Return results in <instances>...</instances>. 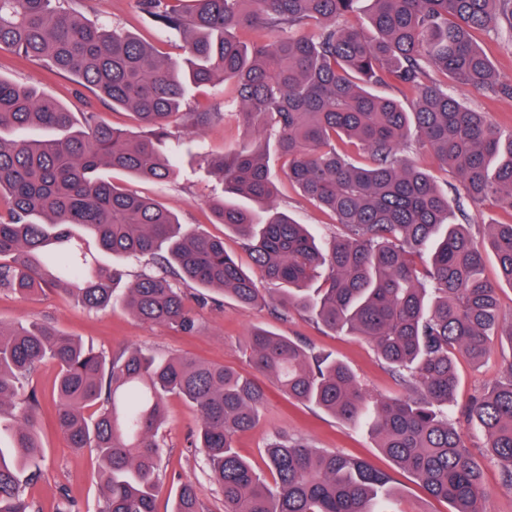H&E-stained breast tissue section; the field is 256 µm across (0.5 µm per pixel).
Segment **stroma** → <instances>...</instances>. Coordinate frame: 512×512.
Listing matches in <instances>:
<instances>
[{"instance_id":"35a3bbf8","label":"stroma","mask_w":512,"mask_h":512,"mask_svg":"<svg viewBox=\"0 0 512 512\" xmlns=\"http://www.w3.org/2000/svg\"><path fill=\"white\" fill-rule=\"evenodd\" d=\"M82 12L88 20L101 19L119 25L152 42L162 51L178 54L182 37L162 32L143 16L136 0H85ZM0 75L23 80L64 104L74 112L95 111L98 117L129 134L140 128L128 111L112 109L92 94L78 96L75 83L66 76H47L43 67L33 62H19L10 52L0 50ZM209 151L221 154L243 146L250 139L249 130L235 111H227L222 122L200 131ZM184 176L175 182L144 181L122 172L111 178L131 191L149 196L176 213L189 229L223 237L225 250L235 256L245 270L253 265L242 247L241 239L223 225L212 223L208 202L220 195L221 188L198 172L197 162H185ZM271 174L279 184L277 204L298 223L308 225L321 242H328L334 226L331 218L303 198L289 184L279 163H272ZM196 328L185 333L166 326H150L129 314L122 306L107 310H87L74 304L66 295L45 290L32 300L0 292V322L9 324L25 320L47 321L63 333L73 336L96 351L112 353L126 346H137L159 355L186 354L199 360L221 364L249 375L253 369L246 350L247 334L260 325L277 333L302 341L313 352L328 354L348 364L367 394L373 398H396L405 392L403 385L377 357L372 346L355 337L317 326L306 315H293L281 320L270 308L245 309L228 297L213 295L207 305L195 306ZM512 356V344L494 341L491 353L481 366H473L465 357L456 361L459 388L452 409L455 421L463 423L468 442L482 470L486 496L484 512H512V489L502 483L501 468L484 446V432L476 423L467 422L465 411L470 400L485 386L497 380L503 362ZM56 368L40 365L30 377L29 385L41 398L44 414L41 440L44 447L42 474L37 483L27 486L25 494L40 512H54L62 495H69L76 512H98L100 483L98 462L91 449L70 448L56 429L51 415ZM267 399L259 424L240 436L236 442L239 455L246 458L262 475H269L265 444L273 432L306 439L314 447L360 457L391 477L390 495L383 500V512H451L447 501L426 494L409 472L397 467L378 448L367 426L345 422L323 410L288 399L274 387H267ZM168 421L160 433L162 448V480L156 497L157 512H171L175 496L182 484L196 485L210 512H217L222 496L205 472L203 454L192 447L190 432L197 416L194 408L178 396L167 400Z\"/></svg>"}]
</instances>
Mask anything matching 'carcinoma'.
<instances>
[{"label":"carcinoma","instance_id":"carcinoma-1","mask_svg":"<svg viewBox=\"0 0 512 512\" xmlns=\"http://www.w3.org/2000/svg\"><path fill=\"white\" fill-rule=\"evenodd\" d=\"M73 0H0V48L71 75L98 100L123 108L144 131L131 136L75 113L32 84L0 75V291L30 298L59 287L89 310L120 304L140 321L195 329L184 289L229 297L243 308L263 289L224 240L188 230L161 204L101 175L140 179L180 174L168 147L171 119L197 128L224 119L231 103L254 140L200 158L224 185L211 204L217 223L242 238L253 265L282 286L271 302L286 319L370 343L406 386L373 400L344 363L264 327L248 332L253 369L288 398L352 424L452 512H482L480 469L461 425L448 419L457 354L481 363L495 338L512 344V310L484 277V247L512 286V223L467 225L469 203L512 209V132L449 93L469 86L512 98L475 40L512 34V0H370L366 24L348 17L360 0H136L161 31L182 36L171 57L108 23L86 20ZM201 88L223 103L192 101ZM400 96L393 95V92ZM39 126L45 138H6ZM431 156L459 181L448 200L408 149ZM328 214L329 248L275 205L269 160ZM266 205L267 217L234 201ZM145 260L122 294L121 273L98 254ZM58 367L55 414L70 447L99 461V512H156L159 430L165 397L178 394L198 416L194 447L222 492L224 512H379L390 477L370 463L277 433L266 448L273 482L235 451L254 428L265 391L254 378L184 356L125 347L107 356L48 322L0 323V512H33L25 495L39 478L41 402L24 383L45 361ZM486 447L512 487V361L469 404ZM198 488L183 485L171 512H204Z\"/></svg>","mask_w":512,"mask_h":512}]
</instances>
